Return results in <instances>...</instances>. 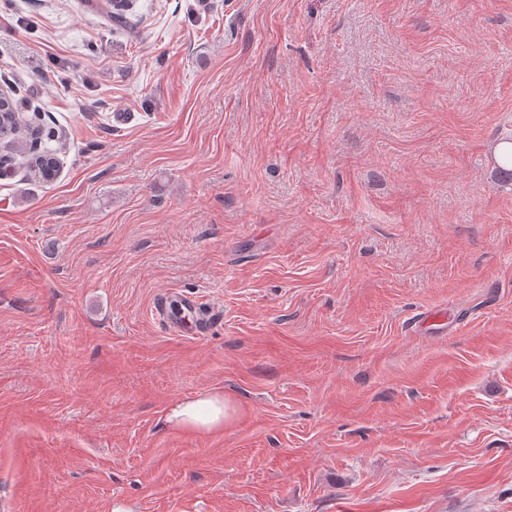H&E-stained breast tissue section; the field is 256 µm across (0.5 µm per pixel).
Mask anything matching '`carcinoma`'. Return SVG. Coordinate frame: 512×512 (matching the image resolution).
<instances>
[{
    "instance_id": "obj_1",
    "label": "carcinoma",
    "mask_w": 512,
    "mask_h": 512,
    "mask_svg": "<svg viewBox=\"0 0 512 512\" xmlns=\"http://www.w3.org/2000/svg\"><path fill=\"white\" fill-rule=\"evenodd\" d=\"M133 0H94L91 8L112 22L113 30L129 33L136 23L132 10ZM9 141L26 158L25 167L30 175L42 182L53 179L60 167V149L49 143L55 140L54 128L47 124L22 119L16 100L0 96V143Z\"/></svg>"
}]
</instances>
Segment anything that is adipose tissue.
I'll return each mask as SVG.
<instances>
[{
    "label": "adipose tissue",
    "instance_id": "1",
    "mask_svg": "<svg viewBox=\"0 0 512 512\" xmlns=\"http://www.w3.org/2000/svg\"><path fill=\"white\" fill-rule=\"evenodd\" d=\"M240 413V405L232 396L213 389L171 405L164 423L178 432L212 436L233 424Z\"/></svg>",
    "mask_w": 512,
    "mask_h": 512
}]
</instances>
